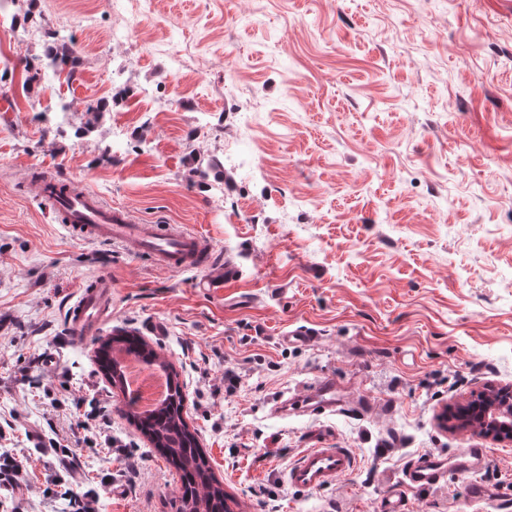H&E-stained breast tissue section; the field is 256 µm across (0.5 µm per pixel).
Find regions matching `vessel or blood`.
<instances>
[{
    "instance_id": "1",
    "label": "vessel or blood",
    "mask_w": 512,
    "mask_h": 512,
    "mask_svg": "<svg viewBox=\"0 0 512 512\" xmlns=\"http://www.w3.org/2000/svg\"><path fill=\"white\" fill-rule=\"evenodd\" d=\"M38 196L50 202L54 213L76 237L93 242L121 246L128 254L148 256L157 266L174 271L204 273L201 285L217 288L235 279L236 269L225 265L223 277L212 274V244L200 234L161 224H146L123 206L105 203L97 193L74 182H61L51 176L35 185ZM112 277L96 274L79 290L67 313V328L72 336L94 335L112 307ZM336 381L325 377L301 396L281 401L280 413L297 410L320 414L335 410ZM488 462L483 448H466L448 456L428 453L408 465L399 485L393 486L383 500L380 512H405L406 491H429L442 486L450 469L476 473ZM356 466V458L345 448H308L303 450L286 473L288 485L298 491H316L332 486Z\"/></svg>"
}]
</instances>
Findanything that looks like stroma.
Segmentation results:
<instances>
[{"label": "stroma", "mask_w": 512, "mask_h": 512, "mask_svg": "<svg viewBox=\"0 0 512 512\" xmlns=\"http://www.w3.org/2000/svg\"><path fill=\"white\" fill-rule=\"evenodd\" d=\"M128 3L0 0V470L19 474L1 507L58 512L66 489L82 512H180L92 338L67 334L69 298L106 270L100 337L161 346L233 512H379L410 461L466 448L486 468L407 492L406 512H512V443L439 421L512 388V0ZM57 32L76 60L47 88ZM45 174L210 238L235 281L69 236ZM327 376L369 410L275 412ZM307 448L356 468L292 490Z\"/></svg>", "instance_id": "1"}]
</instances>
